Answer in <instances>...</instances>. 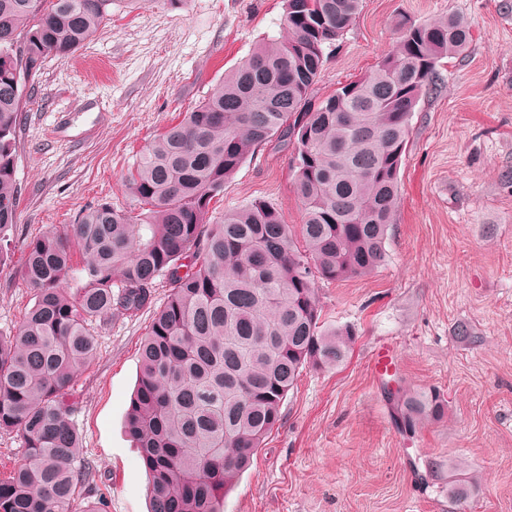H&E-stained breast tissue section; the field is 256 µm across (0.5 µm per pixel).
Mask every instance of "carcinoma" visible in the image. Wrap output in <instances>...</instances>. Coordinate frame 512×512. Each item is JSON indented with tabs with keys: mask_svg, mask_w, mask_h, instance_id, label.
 Wrapping results in <instances>:
<instances>
[{
	"mask_svg": "<svg viewBox=\"0 0 512 512\" xmlns=\"http://www.w3.org/2000/svg\"><path fill=\"white\" fill-rule=\"evenodd\" d=\"M108 0H0V263L18 221L15 130L26 83L71 58L107 22ZM361 0H285L288 36L257 46L198 106L141 149L124 176L137 207L108 202L27 242L34 303L0 341V433L23 457L0 477V512H106L80 455L71 391L117 311L152 313L126 415L151 512H224V495L282 420L307 368H338L354 336L320 319L316 279L384 265L412 114L443 88L441 60L469 50L455 15L399 22L398 48L370 74L314 99L328 53ZM293 143L299 228L270 204L209 215L257 148ZM82 266L72 270L74 254ZM161 279L167 301L156 306ZM395 425L415 436L445 415L435 390L402 391Z\"/></svg>",
	"mask_w": 512,
	"mask_h": 512,
	"instance_id": "carcinoma-1",
	"label": "carcinoma"
}]
</instances>
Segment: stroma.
I'll use <instances>...</instances> for the list:
<instances>
[{"label": "stroma", "mask_w": 512, "mask_h": 512, "mask_svg": "<svg viewBox=\"0 0 512 512\" xmlns=\"http://www.w3.org/2000/svg\"><path fill=\"white\" fill-rule=\"evenodd\" d=\"M107 12L86 46L47 60L25 89L0 340L34 302L22 278L31 233L103 200L131 205L122 177L137 152L287 29L283 0H111ZM446 15L464 19L473 42L442 60L441 92L412 116L387 261L318 285L322 322L356 331L349 358L303 370L224 512H512V0H363L315 94L370 73L396 46L401 19ZM292 152L278 141L257 149L211 201L213 215L265 202L301 224ZM150 321L112 315L74 387L71 422L106 512H149L125 419ZM463 327L471 341L459 339ZM383 344L398 354L399 385L448 402L443 420L412 438L397 431L386 381L370 367Z\"/></svg>", "instance_id": "35a3bbf8"}]
</instances>
